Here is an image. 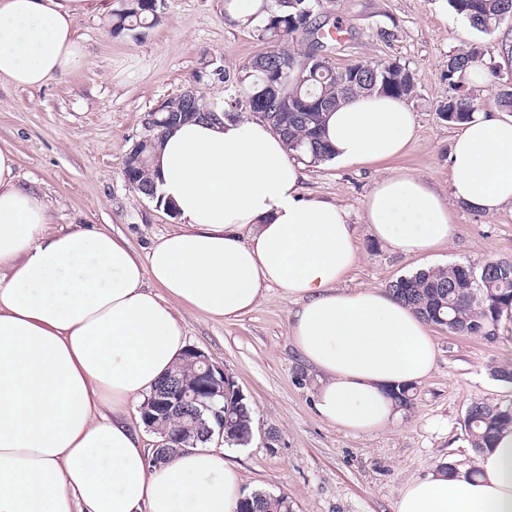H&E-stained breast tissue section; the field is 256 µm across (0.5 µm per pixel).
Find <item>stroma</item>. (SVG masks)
<instances>
[{
	"label": "stroma",
	"instance_id": "35a3bbf8",
	"mask_svg": "<svg viewBox=\"0 0 512 512\" xmlns=\"http://www.w3.org/2000/svg\"><path fill=\"white\" fill-rule=\"evenodd\" d=\"M228 2L165 0L157 25L117 34L111 13L121 2L108 0V13L78 22L88 50L83 67L40 87L0 82V147L12 149L19 182L39 191L54 223L99 224L141 252L176 226L174 214L130 187L123 164L147 136L151 111L182 87L195 82L205 99L223 96V87L195 80L208 61L218 60L234 74L257 54L273 51L255 27L230 19ZM317 14L346 29L327 51L333 65L397 60L412 70L416 93L408 105L417 133L406 154L393 161L306 165L304 194L349 206L359 218L375 182L393 169L409 170L447 192L457 130L439 112L448 91V57L469 44L483 47L479 77L464 81L479 86L478 110L505 116L499 93L512 88V19L482 34L454 15L448 0H320ZM491 68L492 79L486 76ZM449 209L454 235L431 261L377 243L358 225L360 252L347 287L385 289L428 264L512 263V212L478 213L456 203ZM293 307L273 288L255 310L232 322L180 311L187 345L204 350L232 376L253 409L251 442L224 449L244 495L286 494L294 512H394L407 482L449 460L474 465L464 429L472 403L512 407V382L493 375L512 367L507 316L491 341L431 327L435 367L415 383L410 409L369 435L340 431L316 411L319 375L293 346Z\"/></svg>",
	"mask_w": 512,
	"mask_h": 512
}]
</instances>
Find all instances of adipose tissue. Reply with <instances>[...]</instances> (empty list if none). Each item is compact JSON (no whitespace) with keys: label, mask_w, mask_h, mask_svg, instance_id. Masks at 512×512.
<instances>
[{"label":"adipose tissue","mask_w":512,"mask_h":512,"mask_svg":"<svg viewBox=\"0 0 512 512\" xmlns=\"http://www.w3.org/2000/svg\"><path fill=\"white\" fill-rule=\"evenodd\" d=\"M101 0H0V81L39 87L87 61L80 19ZM416 134L404 99L359 96L327 116L340 166L389 161ZM0 148V512H238L223 450L148 463L129 406L181 356L178 301L213 320L269 289L295 302L293 344L320 374V418L350 434L395 423L390 389L433 370L426 322L379 288H345L358 261L348 206L304 197L303 166L261 121L169 129L152 168L181 224L141 253L105 228L54 226ZM447 193L395 170L368 194L372 239L425 255L453 236L449 202L512 211V117L473 112L453 138ZM395 512H512V427L475 469L408 482Z\"/></svg>","instance_id":"adipose-tissue-1"}]
</instances>
